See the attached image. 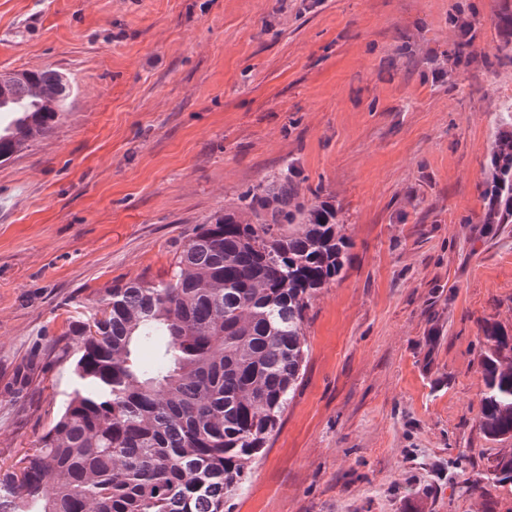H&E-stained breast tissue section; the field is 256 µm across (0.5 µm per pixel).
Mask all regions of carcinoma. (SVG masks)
<instances>
[{"instance_id":"carcinoma-1","label":"carcinoma","mask_w":512,"mask_h":512,"mask_svg":"<svg viewBox=\"0 0 512 512\" xmlns=\"http://www.w3.org/2000/svg\"><path fill=\"white\" fill-rule=\"evenodd\" d=\"M498 23L512 62V6ZM53 69L0 102V161L50 133L69 94ZM484 182L483 223L512 224V104ZM336 209L291 232L217 215L174 253L168 278L101 291L58 357L77 386L38 446L0 465V512H224L245 487L303 375L312 299L341 278ZM480 427L512 435V335L486 323ZM153 349V359L140 357Z\"/></svg>"}]
</instances>
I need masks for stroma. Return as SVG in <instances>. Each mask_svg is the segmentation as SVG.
Returning a JSON list of instances; mask_svg holds the SVG:
<instances>
[{"label":"stroma","mask_w":512,"mask_h":512,"mask_svg":"<svg viewBox=\"0 0 512 512\" xmlns=\"http://www.w3.org/2000/svg\"><path fill=\"white\" fill-rule=\"evenodd\" d=\"M500 3L0 0V73L74 89L0 163V464L74 386V309L166 278L213 216L286 227L327 201L342 279L311 302L301 383L229 512H512L489 477L512 437L479 423L481 327L512 331V224L484 223L479 188L512 104Z\"/></svg>","instance_id":"1"}]
</instances>
